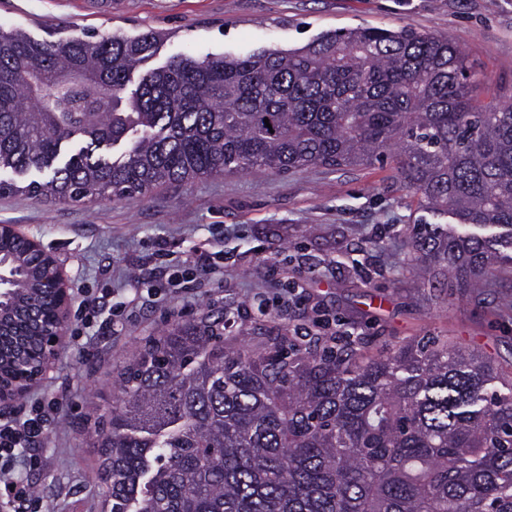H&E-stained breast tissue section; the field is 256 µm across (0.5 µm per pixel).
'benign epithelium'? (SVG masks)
<instances>
[{
	"label": "benign epithelium",
	"instance_id": "benign-epithelium-1",
	"mask_svg": "<svg viewBox=\"0 0 512 512\" xmlns=\"http://www.w3.org/2000/svg\"><path fill=\"white\" fill-rule=\"evenodd\" d=\"M4 233L25 240L31 249L40 252L42 256L48 259L50 274L47 280V287L51 288L55 293L56 307L50 323L49 335L41 351V365L30 375L21 388L17 387L14 381L8 385L0 381V401L3 402L17 397L20 391L26 392L37 387L44 381L57 355L68 339L67 326L72 304V295L70 288H68V281L58 259L53 254L47 252L37 240L18 231L11 224L0 225V234Z\"/></svg>",
	"mask_w": 512,
	"mask_h": 512
}]
</instances>
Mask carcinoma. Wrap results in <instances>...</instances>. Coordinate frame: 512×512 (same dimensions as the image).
<instances>
[{"label": "carcinoma", "instance_id": "cac0c4a2", "mask_svg": "<svg viewBox=\"0 0 512 512\" xmlns=\"http://www.w3.org/2000/svg\"><path fill=\"white\" fill-rule=\"evenodd\" d=\"M159 35L65 41L0 29V193L94 200L263 167L390 158L424 208L412 261L470 293L512 251V103L487 100L447 38L339 29L246 56L176 55L123 98ZM271 127H266V124ZM44 263L0 239V371L37 362ZM95 433L103 512H512V379L470 346L411 338L378 357L177 324L117 372Z\"/></svg>", "mask_w": 512, "mask_h": 512}]
</instances>
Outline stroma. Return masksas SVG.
I'll return each mask as SVG.
<instances>
[{
  "mask_svg": "<svg viewBox=\"0 0 512 512\" xmlns=\"http://www.w3.org/2000/svg\"><path fill=\"white\" fill-rule=\"evenodd\" d=\"M407 27L448 37L483 94L512 96V0H0V28L61 41L159 33L143 75L179 54L246 55L302 46L336 28ZM442 218L401 187L391 164L288 173L253 168L160 188L147 196L39 201L0 193V225L14 224L62 263L76 299L69 342L46 380L0 409L22 420L32 400L59 415L21 477L39 512H100L91 434L119 396L113 371L148 337L210 314L229 336L352 335L376 353L412 337L477 347L512 372V288L464 296L420 289L431 272L410 257L413 225ZM222 246L234 263L192 292L167 273L191 251ZM103 296L114 318L84 333L80 300Z\"/></svg>",
  "mask_w": 512,
  "mask_h": 512,
  "instance_id": "stroma-1",
  "label": "stroma"
}]
</instances>
